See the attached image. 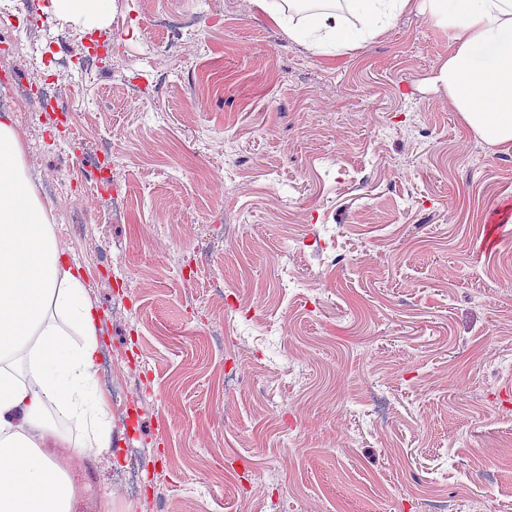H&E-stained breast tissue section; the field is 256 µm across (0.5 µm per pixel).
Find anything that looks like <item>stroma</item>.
I'll return each instance as SVG.
<instances>
[{
    "label": "stroma",
    "mask_w": 512,
    "mask_h": 512,
    "mask_svg": "<svg viewBox=\"0 0 512 512\" xmlns=\"http://www.w3.org/2000/svg\"><path fill=\"white\" fill-rule=\"evenodd\" d=\"M106 0L117 46L71 94L81 148L118 154L108 214L67 241L102 317L98 382L138 408L91 459L74 512H512V150L485 144L432 77L452 42L425 16L328 59L250 0ZM200 20L196 41L167 33ZM45 59L80 62L79 23ZM123 73L127 84L114 81ZM9 116L39 178L82 179L52 122ZM166 115L156 126L150 113Z\"/></svg>",
    "instance_id": "stroma-1"
}]
</instances>
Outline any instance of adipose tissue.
I'll return each instance as SVG.
<instances>
[{
	"label": "adipose tissue",
	"mask_w": 512,
	"mask_h": 512,
	"mask_svg": "<svg viewBox=\"0 0 512 512\" xmlns=\"http://www.w3.org/2000/svg\"><path fill=\"white\" fill-rule=\"evenodd\" d=\"M319 51L358 49L416 12L455 43L434 83L462 123L512 149V0H252ZM100 317L81 267L57 238L9 118H0V512H72L70 472L112 454L95 379ZM73 420L79 441L61 432Z\"/></svg>",
	"instance_id": "ef3b65f1"
}]
</instances>
